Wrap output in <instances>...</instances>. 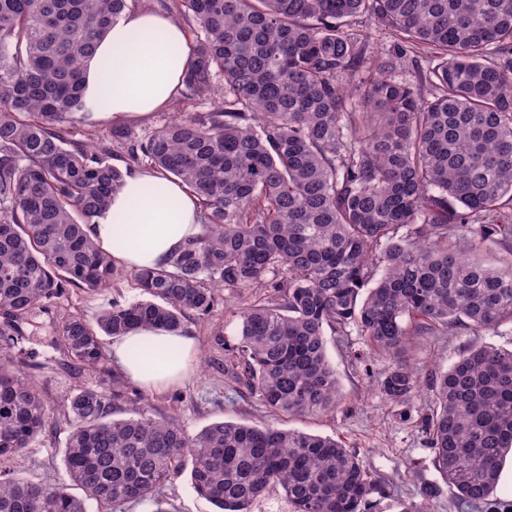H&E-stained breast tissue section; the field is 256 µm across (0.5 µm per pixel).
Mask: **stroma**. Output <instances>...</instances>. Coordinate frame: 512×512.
<instances>
[{
	"mask_svg": "<svg viewBox=\"0 0 512 512\" xmlns=\"http://www.w3.org/2000/svg\"><path fill=\"white\" fill-rule=\"evenodd\" d=\"M211 101L188 99L186 90L177 94L162 109L148 116L121 123H96L88 127L75 124V139L89 141L108 134L114 127L127 129L132 142L145 140L168 121L175 112H207ZM262 290L245 289L235 294L220 291L217 304L206 317L184 319L182 329L198 346L197 369L184 384L159 395L142 390L126 378L112 362L91 372L75 369L56 334L62 315H93L112 303L142 299L143 293L134 280V272L117 267L108 288L90 290L67 288L64 296L44 304L36 313L39 326L26 348L36 356L23 371L38 384L45 401L53 408L57 427L53 434L43 435L27 448L19 461L7 462L12 477L52 484L64 476V452L68 430L63 398L80 388L116 387L112 399L114 418L128 417L131 409L149 405L153 414L172 416L189 433H197L215 421H232L252 426H274L340 441L345 447L359 449L366 469L385 477L387 486L378 498L374 512H396L399 502L417 499L421 483L440 484V493L430 508L432 512H482L480 507L459 503L433 465L422 430V420L429 414L433 391L432 375L446 371L457 359L472 332L459 329L451 336L439 331L431 335L413 336L408 340L406 359L417 377V391L403 406L387 401L373 388V378L391 366V358L369 348L363 337L330 336L326 339L327 356L336 370L341 397L334 410L299 416L273 413L258 393L251 391L236 376L237 364L231 346L237 342L239 308L261 298ZM122 512H215L214 505L200 497L191 485L189 473H182L161 486L154 500L129 502Z\"/></svg>",
	"mask_w": 512,
	"mask_h": 512,
	"instance_id": "35a3bbf8",
	"label": "stroma"
}]
</instances>
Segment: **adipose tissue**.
I'll use <instances>...</instances> for the list:
<instances>
[{"label":"adipose tissue","mask_w":512,"mask_h":512,"mask_svg":"<svg viewBox=\"0 0 512 512\" xmlns=\"http://www.w3.org/2000/svg\"><path fill=\"white\" fill-rule=\"evenodd\" d=\"M189 63L187 36L168 16L129 12L99 43L86 66L84 96L103 122L146 115L176 92ZM200 231L197 199L181 183L136 172L90 226L114 262L141 270L166 264ZM195 341L178 331L143 327L117 337L112 360L148 392L179 384L196 359Z\"/></svg>","instance_id":"obj_1"}]
</instances>
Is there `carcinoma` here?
I'll return each mask as SVG.
<instances>
[{
  "instance_id": "carcinoma-1",
  "label": "carcinoma",
  "mask_w": 512,
  "mask_h": 512,
  "mask_svg": "<svg viewBox=\"0 0 512 512\" xmlns=\"http://www.w3.org/2000/svg\"><path fill=\"white\" fill-rule=\"evenodd\" d=\"M193 35L182 83L215 98L130 149L197 198L202 229L166 266L135 281L148 300L66 315L58 336L80 369L102 364V336L178 330L209 314L215 291L267 288L239 311L233 347L245 385L274 413L336 407L326 333L355 329L393 363L375 383L404 404L417 379L408 338L512 323V0H158ZM128 0H0V461L55 429L25 361L26 325L65 288L112 282V256L88 225L123 185L109 133L69 137L88 119L84 63ZM366 23L393 39L370 50ZM424 51L420 84L391 77ZM485 241L508 270L471 258ZM423 421L433 464L458 501L492 499L512 450V350L470 344L432 376ZM67 480L0 473V512H121L191 466L196 493L220 512H250L268 488L292 512H372L384 491L360 453L274 426L217 421L195 434L138 407L112 418V392L64 399ZM78 489L81 494L72 493ZM439 485L399 512H428Z\"/></svg>"
}]
</instances>
